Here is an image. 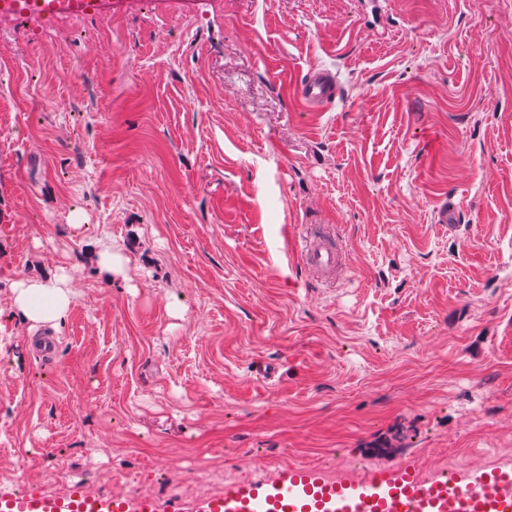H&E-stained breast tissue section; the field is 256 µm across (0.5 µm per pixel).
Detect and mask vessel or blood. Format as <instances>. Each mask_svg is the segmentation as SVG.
I'll return each instance as SVG.
<instances>
[{"mask_svg":"<svg viewBox=\"0 0 512 512\" xmlns=\"http://www.w3.org/2000/svg\"><path fill=\"white\" fill-rule=\"evenodd\" d=\"M312 111L336 98L327 70L307 72L296 86ZM318 277L335 278L343 257L330 234L308 227L297 252ZM0 512H164L151 497L95 496L72 488L63 496L0 494ZM183 512H512V468L459 469L422 476L409 465L375 468L356 479L305 466H279L267 477L229 480Z\"/></svg>","mask_w":512,"mask_h":512,"instance_id":"1","label":"vessel or blood"}]
</instances>
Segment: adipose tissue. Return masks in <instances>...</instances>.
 Here are the masks:
<instances>
[{"instance_id":"adipose-tissue-1","label":"adipose tissue","mask_w":512,"mask_h":512,"mask_svg":"<svg viewBox=\"0 0 512 512\" xmlns=\"http://www.w3.org/2000/svg\"><path fill=\"white\" fill-rule=\"evenodd\" d=\"M12 307L31 328L57 327L68 312L75 293L65 269L34 272L21 277L11 288Z\"/></svg>"}]
</instances>
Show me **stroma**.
<instances>
[{
    "mask_svg": "<svg viewBox=\"0 0 512 512\" xmlns=\"http://www.w3.org/2000/svg\"><path fill=\"white\" fill-rule=\"evenodd\" d=\"M313 67L338 86L319 111L293 96ZM448 197L458 223H434ZM308 224L340 239L337 278L283 253ZM55 266L76 298L45 365L10 285ZM430 448L512 467V0L0 26V492L171 504L251 456L259 478ZM91 253L96 259L99 272L108 279L112 275H119L124 272L125 264L129 259L124 255L121 247L107 244L101 241L89 244Z\"/></svg>",
    "mask_w": 512,
    "mask_h": 512,
    "instance_id": "1",
    "label": "stroma"
}]
</instances>
